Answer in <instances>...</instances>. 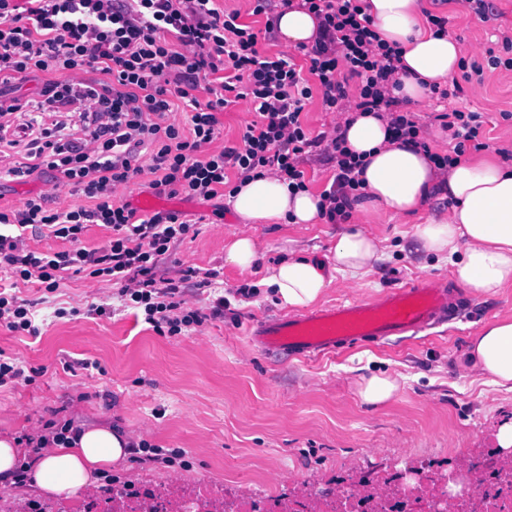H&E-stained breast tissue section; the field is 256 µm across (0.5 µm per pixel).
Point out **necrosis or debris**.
Returning a JSON list of instances; mask_svg holds the SVG:
<instances>
[{
    "mask_svg": "<svg viewBox=\"0 0 512 512\" xmlns=\"http://www.w3.org/2000/svg\"><path fill=\"white\" fill-rule=\"evenodd\" d=\"M479 464L470 452L442 470L421 455L403 476L355 472L310 492L299 479L267 492L217 485L204 475L174 484L115 482L67 499L0 495V512H512V465L483 471Z\"/></svg>",
    "mask_w": 512,
    "mask_h": 512,
    "instance_id": "necrosis-or-debris-1",
    "label": "necrosis or debris"
}]
</instances>
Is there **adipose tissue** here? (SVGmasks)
Masks as SVG:
<instances>
[{
  "label": "adipose tissue",
  "mask_w": 512,
  "mask_h": 512,
  "mask_svg": "<svg viewBox=\"0 0 512 512\" xmlns=\"http://www.w3.org/2000/svg\"><path fill=\"white\" fill-rule=\"evenodd\" d=\"M367 12L381 39L400 47L403 68L396 97L417 103L432 86L451 79L458 70L462 48L450 36L435 32L428 21L429 0H366ZM319 19L298 7L281 8L275 33L283 45L313 43ZM388 121L372 114L356 116L344 126L348 146L365 155L361 175L364 198L355 211L385 213L415 223L419 251L449 260L454 281L492 297L512 286V167L490 158L459 159L448 172L407 144L389 141ZM448 200L447 212L423 217L432 198ZM322 192L289 191L287 182L268 174L246 180L229 203L247 223H321ZM383 251L378 237L355 227L335 235L326 262L293 249L287 258L267 267L261 280L280 308L298 311L315 304L337 276H363L373 271ZM472 369L512 390V319L493 318L471 344ZM128 432L106 426L82 427L75 440L50 444L32 465L34 484L50 497H67L96 486L100 476L120 467L133 448Z\"/></svg>",
  "instance_id": "ef3b65f1"
}]
</instances>
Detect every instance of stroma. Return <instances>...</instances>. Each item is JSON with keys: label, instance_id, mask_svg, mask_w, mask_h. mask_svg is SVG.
Instances as JSON below:
<instances>
[{"label": "stroma", "instance_id": "35a3bbf8", "mask_svg": "<svg viewBox=\"0 0 512 512\" xmlns=\"http://www.w3.org/2000/svg\"><path fill=\"white\" fill-rule=\"evenodd\" d=\"M485 3L480 18L467 0H432L433 14L447 17L448 34L466 62L451 80L462 94L410 107L425 141L441 154L455 142L434 115L454 109L481 113L489 154L512 148V68L486 63L487 49L512 33V0ZM149 180L146 174L134 178L116 197L134 206L150 197L155 210L194 221L193 234L176 244L166 268L174 279L187 269L213 272L210 286L184 289L188 307L205 313L206 321L177 336L161 335L123 307L117 286L74 276L48 298L39 284H19L17 296L38 303L41 333L31 337L0 326V351L36 375L33 382L0 387V435L22 436L53 417L118 426L178 457L164 463L143 451L131 454L112 470L113 479L205 474L253 490L283 489L299 476L314 486L424 452L444 464L457 462L463 449L497 445L500 430L512 424V391L469 368L467 353L482 324L512 317V287L493 297L468 293L466 320L413 339L361 343L312 360L265 355L250 344L248 329L285 314L261 284L265 268L297 244L323 258L339 224L246 225L223 197L156 198ZM37 194L51 196L62 210L86 203L68 186L31 176L0 183V209L20 208ZM351 221L383 239L385 255L370 275L337 277L323 303L367 299L419 279L456 291L448 262L414 252V225L357 212ZM243 231L259 244V258L245 272L224 262L225 244ZM243 287L249 296L240 295ZM219 297L226 300L224 313L214 317ZM92 303L111 305V315H87ZM59 307L65 316H55ZM379 372L398 377L399 393L383 406L362 403L353 381Z\"/></svg>", "mask_w": 512, "mask_h": 512}]
</instances>
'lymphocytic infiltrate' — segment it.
Listing matches in <instances>:
<instances>
[{
    "label": "lymphocytic infiltrate",
    "mask_w": 512,
    "mask_h": 512,
    "mask_svg": "<svg viewBox=\"0 0 512 512\" xmlns=\"http://www.w3.org/2000/svg\"><path fill=\"white\" fill-rule=\"evenodd\" d=\"M301 2L323 26L313 46L298 48L303 69L295 54L260 52L252 27L240 23L238 12L219 10L216 0H0V148L22 145L29 157L0 167V177L50 172L86 199L61 210L40 195L0 211V272L37 282L48 294L69 275L117 284L125 305L141 310L161 334L202 324L204 314L187 309L179 281L162 271L190 223L175 211L140 215L115 191L147 172L155 195L209 200L223 191L232 169L243 180L274 174L300 190V160L320 146L336 164L324 215L342 223L361 197L356 172L364 162L346 146L341 128L314 138L305 130L310 74L325 107L340 112L349 103L388 114L391 139L427 152L440 171L466 150L483 149L478 114L455 109L437 115L455 141L452 153L431 151L413 113L400 111L392 94L401 52L380 39L363 0ZM48 71L70 77L45 84L39 101L6 87ZM88 71L101 73V81H86ZM341 72L359 79L356 101L338 80ZM243 102L256 118L240 144L212 150L220 112ZM93 224L111 235L90 249L82 237ZM32 237H54L66 247L38 252L28 243Z\"/></svg>",
    "instance_id": "f902f5d3"
}]
</instances>
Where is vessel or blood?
I'll use <instances>...</instances> for the list:
<instances>
[{
	"instance_id": "1",
	"label": "vessel or blood",
	"mask_w": 512,
	"mask_h": 512,
	"mask_svg": "<svg viewBox=\"0 0 512 512\" xmlns=\"http://www.w3.org/2000/svg\"><path fill=\"white\" fill-rule=\"evenodd\" d=\"M458 316L459 306L449 301L445 289L418 281L372 299L341 301L297 317L260 321L250 342L263 351L316 359L360 341L412 339Z\"/></svg>"
}]
</instances>
